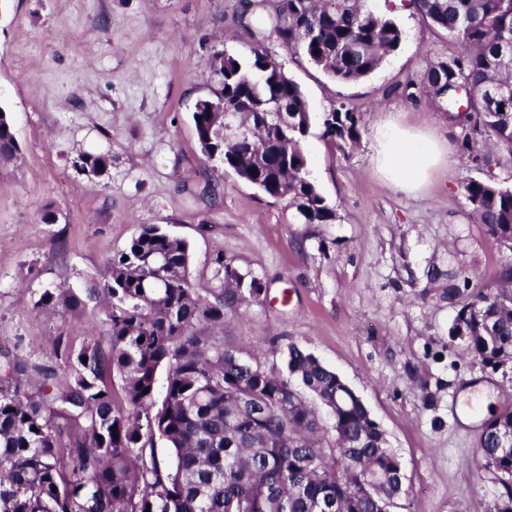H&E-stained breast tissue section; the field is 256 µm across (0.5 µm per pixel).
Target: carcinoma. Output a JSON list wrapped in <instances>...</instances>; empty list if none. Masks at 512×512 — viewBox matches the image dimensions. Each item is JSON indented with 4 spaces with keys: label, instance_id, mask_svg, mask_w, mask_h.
Listing matches in <instances>:
<instances>
[{
    "label": "carcinoma",
    "instance_id": "carcinoma-1",
    "mask_svg": "<svg viewBox=\"0 0 512 512\" xmlns=\"http://www.w3.org/2000/svg\"><path fill=\"white\" fill-rule=\"evenodd\" d=\"M408 8L457 40L463 51L437 62L420 84L459 109L468 91L465 142L479 137L512 152V0H409ZM278 44L303 55L332 79L352 83L378 69L403 31L375 15L365 0H278L272 17ZM256 41L248 57L224 55L214 74L213 99L244 128L196 103L193 121L209 156L238 165L248 141L267 144L246 181L274 199H288L307 224L336 215L308 178L301 142L311 112L300 86ZM322 138L338 149L361 137L360 114L344 106L320 116ZM19 146L0 108V162ZM81 166L103 173L110 158L84 153ZM466 199L478 223L512 249V188L469 179ZM188 243L158 224L112 257L100 282L76 291L53 288L34 303L38 312L103 311L107 334L78 349L60 341L56 356L70 368L62 387L48 383L36 395L0 388V512H388L404 492L401 464L368 409L347 393L338 375L295 345L286 372L224 347L206 329L224 327L227 312L262 292L241 288V277L213 261L219 287L205 292L191 280ZM494 292L478 290L458 310L451 336L481 364L512 360V264ZM166 373L162 397L159 376ZM120 383L123 401L116 400ZM308 391L333 408L334 448L321 445L318 423L305 405ZM512 411L489 420L481 436L484 465L512 504V447L501 434ZM170 460L159 458L157 444Z\"/></svg>",
    "mask_w": 512,
    "mask_h": 512
}]
</instances>
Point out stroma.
<instances>
[{
    "label": "stroma",
    "instance_id": "stroma-1",
    "mask_svg": "<svg viewBox=\"0 0 512 512\" xmlns=\"http://www.w3.org/2000/svg\"><path fill=\"white\" fill-rule=\"evenodd\" d=\"M248 0H0V108L20 151L0 162V363L38 392L41 370L65 383L54 345L105 333L104 314L37 313L48 288L102 280L141 225L184 238L193 280L212 285L223 255L264 286L224 321L225 346L271 358L295 344L335 370L362 399L399 457L405 491L390 512H488L501 491L480 457L486 420L512 410V362L475 363L449 331L452 288L494 289L512 250L471 213L463 183L512 187V153L466 160L464 123L426 93L407 99L438 61L460 51L447 33L393 0H366L393 18L400 47L355 83L327 77L266 37L313 115L346 105L362 115L359 141L338 150L312 124L302 142L310 179L336 213L307 224L201 150L192 122L216 83L211 55L248 54L251 31L274 12ZM395 113L448 140V163L421 194L383 185L371 164L373 127ZM112 158L101 174L82 153ZM55 221H45L47 212Z\"/></svg>",
    "mask_w": 512,
    "mask_h": 512
}]
</instances>
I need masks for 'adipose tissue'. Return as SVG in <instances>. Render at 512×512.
<instances>
[{"label":"adipose tissue","mask_w":512,"mask_h":512,"mask_svg":"<svg viewBox=\"0 0 512 512\" xmlns=\"http://www.w3.org/2000/svg\"><path fill=\"white\" fill-rule=\"evenodd\" d=\"M448 152L447 141L404 127L393 116L374 128L372 162L376 174L389 185L408 193L427 187Z\"/></svg>","instance_id":"adipose-tissue-1"}]
</instances>
